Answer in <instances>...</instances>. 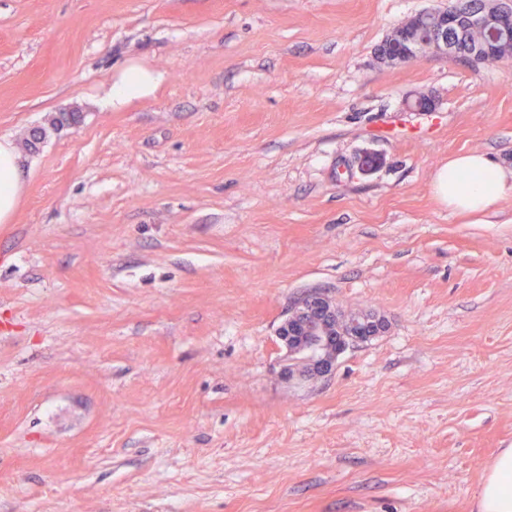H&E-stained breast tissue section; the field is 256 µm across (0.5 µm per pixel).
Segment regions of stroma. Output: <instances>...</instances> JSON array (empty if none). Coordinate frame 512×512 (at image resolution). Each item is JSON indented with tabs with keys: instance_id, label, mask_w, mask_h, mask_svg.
I'll use <instances>...</instances> for the list:
<instances>
[{
	"instance_id": "35a3bbf8",
	"label": "stroma",
	"mask_w": 512,
	"mask_h": 512,
	"mask_svg": "<svg viewBox=\"0 0 512 512\" xmlns=\"http://www.w3.org/2000/svg\"><path fill=\"white\" fill-rule=\"evenodd\" d=\"M447 2L0 0V512H474L512 448V198L432 182L512 170V60L376 59ZM131 60L164 83L106 107ZM309 291L387 328L304 381ZM22 156L16 144L0 139V224H11L19 206L23 186L20 182ZM436 198L448 209L480 215L512 197L511 176L487 155L472 152L448 160L437 171L433 184Z\"/></svg>"
}]
</instances>
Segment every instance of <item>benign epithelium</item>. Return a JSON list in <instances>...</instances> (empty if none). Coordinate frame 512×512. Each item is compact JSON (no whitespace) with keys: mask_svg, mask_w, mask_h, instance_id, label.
I'll return each instance as SVG.
<instances>
[{"mask_svg":"<svg viewBox=\"0 0 512 512\" xmlns=\"http://www.w3.org/2000/svg\"><path fill=\"white\" fill-rule=\"evenodd\" d=\"M496 7L482 9L474 0H450L442 9L418 13L400 26L378 49L388 63H409L424 50L458 57L471 65L484 62L498 43L512 40V0H495ZM483 32L486 38L473 42L469 34ZM383 321L372 315L345 318L336 305L319 293L303 297L279 327V339L289 362L301 354L329 350L330 354L309 360V372L285 367L289 377H325L335 369L336 358L347 348L378 335Z\"/></svg>","mask_w":512,"mask_h":512,"instance_id":"7a95c632","label":"benign epithelium"}]
</instances>
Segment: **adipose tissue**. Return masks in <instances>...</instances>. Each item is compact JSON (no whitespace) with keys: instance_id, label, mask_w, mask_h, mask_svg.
<instances>
[{"instance_id":"obj_1","label":"adipose tissue","mask_w":512,"mask_h":512,"mask_svg":"<svg viewBox=\"0 0 512 512\" xmlns=\"http://www.w3.org/2000/svg\"><path fill=\"white\" fill-rule=\"evenodd\" d=\"M163 72L130 61L115 73L107 102L121 109L152 95L164 81ZM22 156L16 144L0 139V224L12 223L23 186ZM436 198L449 210L480 215L503 199L512 197V175L487 155L472 152L454 157L437 171L433 184ZM477 512H512V448L500 449L485 473L475 498Z\"/></svg>"}]
</instances>
